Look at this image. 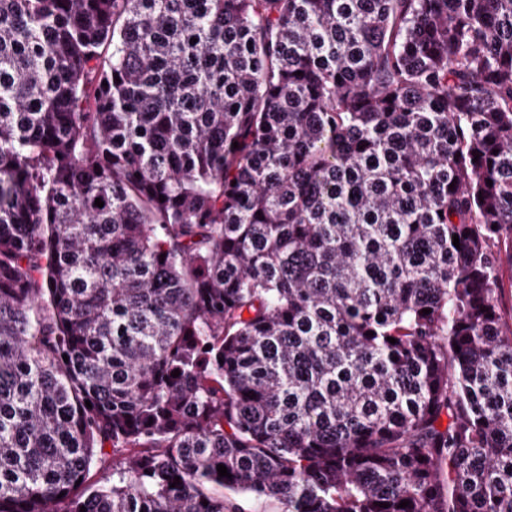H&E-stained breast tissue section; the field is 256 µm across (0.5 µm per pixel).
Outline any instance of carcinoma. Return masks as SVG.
Listing matches in <instances>:
<instances>
[{"label":"carcinoma","instance_id":"obj_1","mask_svg":"<svg viewBox=\"0 0 512 512\" xmlns=\"http://www.w3.org/2000/svg\"><path fill=\"white\" fill-rule=\"evenodd\" d=\"M503 252L512 0H0V512H512ZM107 448L104 454L97 456L95 464L90 471L89 484L96 486L112 485V448H110L111 452H108Z\"/></svg>","mask_w":512,"mask_h":512}]
</instances>
